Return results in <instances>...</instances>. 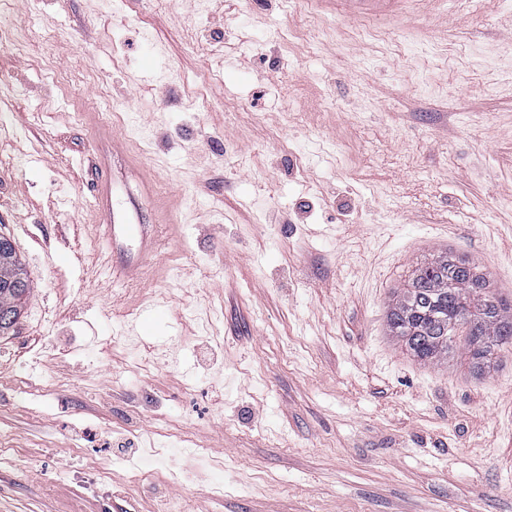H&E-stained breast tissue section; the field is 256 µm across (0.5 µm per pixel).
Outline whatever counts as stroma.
I'll return each instance as SVG.
<instances>
[{
	"mask_svg": "<svg viewBox=\"0 0 512 512\" xmlns=\"http://www.w3.org/2000/svg\"><path fill=\"white\" fill-rule=\"evenodd\" d=\"M0 34V512H512V349L386 325L445 251L512 302V0H0ZM98 228V239L105 241L112 247L110 251L105 253L109 257L112 251H123L125 259L123 261L124 271L127 276L133 275L132 273L138 268L142 255L147 251L146 239L142 236L140 241V249L137 253L125 252L123 248V240L136 234L135 224H94ZM1 259L2 256L0 257V335L2 336L13 330L18 320L20 308L28 297L31 289L26 273L22 272L24 277H17L15 274V264L8 261L4 266ZM8 279L15 287H17V284H21L23 288H2V283L5 287L8 283ZM5 305L14 307L10 310L14 320H9V317L4 319L1 316L2 308Z\"/></svg>",
	"mask_w": 512,
	"mask_h": 512,
	"instance_id": "obj_1",
	"label": "stroma"
}]
</instances>
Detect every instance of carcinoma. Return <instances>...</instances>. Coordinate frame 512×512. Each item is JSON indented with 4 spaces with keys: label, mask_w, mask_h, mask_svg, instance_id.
<instances>
[{
    "label": "carcinoma",
    "mask_w": 512,
    "mask_h": 512,
    "mask_svg": "<svg viewBox=\"0 0 512 512\" xmlns=\"http://www.w3.org/2000/svg\"><path fill=\"white\" fill-rule=\"evenodd\" d=\"M8 282L12 287H0V309L12 306L14 320L0 316L1 336L13 330L30 293L28 278L15 274V264L0 261V284ZM488 288L475 262L439 254L417 268L397 293L386 314L389 331L421 362L445 361L459 351L482 374L498 351L512 347V304Z\"/></svg>",
    "instance_id": "1"
}]
</instances>
